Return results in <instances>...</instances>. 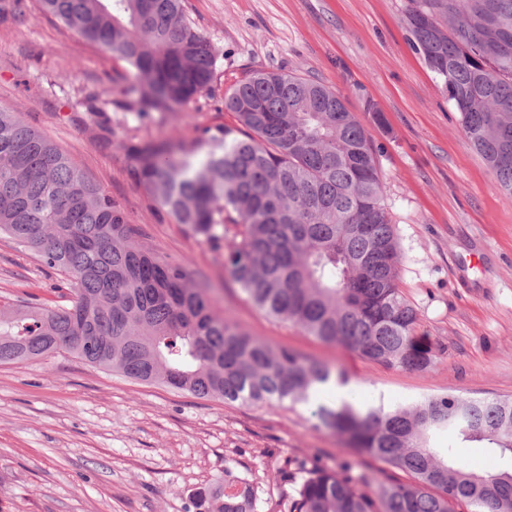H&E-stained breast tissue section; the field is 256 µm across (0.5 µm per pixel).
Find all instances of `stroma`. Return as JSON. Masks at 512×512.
<instances>
[{"instance_id":"stroma-1","label":"stroma","mask_w":512,"mask_h":512,"mask_svg":"<svg viewBox=\"0 0 512 512\" xmlns=\"http://www.w3.org/2000/svg\"><path fill=\"white\" fill-rule=\"evenodd\" d=\"M407 0H184L218 58L209 94L185 120L138 121L122 89L127 62L26 0L0 23V106L55 141L121 206L136 241L185 262L219 312L251 336L346 371L362 404L410 405L462 394L512 398V195L467 144L442 83L412 49ZM253 70L291 72L339 93L376 150L401 254L398 284L439 347L427 371L388 368L309 336L258 308L212 248L152 205L124 145L134 133L193 145L236 126L224 93ZM384 121L375 123L366 103ZM65 277L0 236V296L61 305ZM352 463L370 479L384 463L355 458L306 407H244L143 384L66 352L0 365V512H194L195 492L228 466L248 471L263 512L288 503L316 467Z\"/></svg>"}]
</instances>
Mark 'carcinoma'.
Returning a JSON list of instances; mask_svg holds the SVG:
<instances>
[{
	"label": "carcinoma",
	"mask_w": 512,
	"mask_h": 512,
	"mask_svg": "<svg viewBox=\"0 0 512 512\" xmlns=\"http://www.w3.org/2000/svg\"><path fill=\"white\" fill-rule=\"evenodd\" d=\"M183 0H40L84 40L125 60L140 82L138 114L163 122L208 94L216 51ZM26 0H0L20 19ZM409 40L448 92L470 147L512 194V0H408ZM130 85L124 92L138 89ZM224 127L204 155L169 140L125 144L159 210L216 252L269 316L392 368L426 371L436 354L415 336L418 312L398 286L399 245L375 150L341 96L296 75L252 72L230 86ZM0 235L67 277L49 309L0 299V364L59 350L144 384L248 406L305 403L357 455L411 481L360 491L343 469L308 473L289 512H512V400L446 394L407 407L326 402L341 369L274 348L220 314L181 262L135 244L120 205L49 137L0 108ZM438 432L486 442L504 469L478 473L434 443ZM198 512H261L258 486L224 468L196 492Z\"/></svg>",
	"instance_id": "1"
}]
</instances>
